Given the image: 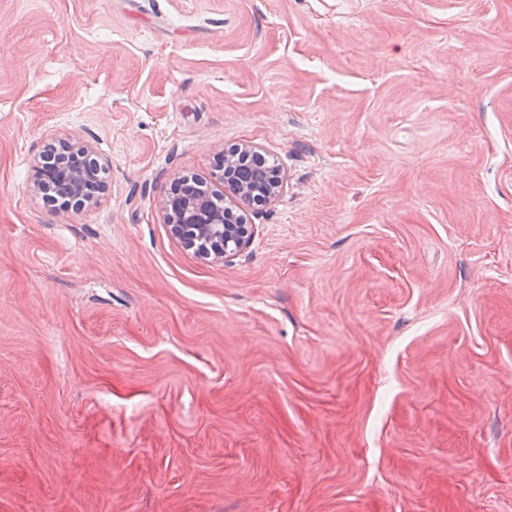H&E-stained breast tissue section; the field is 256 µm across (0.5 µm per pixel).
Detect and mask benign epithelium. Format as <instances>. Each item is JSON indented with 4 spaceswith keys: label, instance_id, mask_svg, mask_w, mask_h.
Returning <instances> with one entry per match:
<instances>
[{
    "label": "benign epithelium",
    "instance_id": "benign-epithelium-1",
    "mask_svg": "<svg viewBox=\"0 0 512 512\" xmlns=\"http://www.w3.org/2000/svg\"><path fill=\"white\" fill-rule=\"evenodd\" d=\"M101 172L94 150L87 147L74 153L62 143L36 165L33 190L41 194L50 185L58 195L84 208L96 204L106 190ZM262 173L261 177H248L243 163L226 159L219 180L200 181L186 191L173 188L162 201L172 236L200 255L222 260L247 249L253 238L251 225L238 223L233 209L224 205V198L241 203L256 194L267 200L276 198L283 188L281 172L273 167L262 169Z\"/></svg>",
    "mask_w": 512,
    "mask_h": 512
}]
</instances>
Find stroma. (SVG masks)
<instances>
[{
	"mask_svg": "<svg viewBox=\"0 0 512 512\" xmlns=\"http://www.w3.org/2000/svg\"><path fill=\"white\" fill-rule=\"evenodd\" d=\"M0 512H512V0H0ZM54 159L55 164L48 165ZM102 170L94 150L86 146L80 153H74L62 143L53 153L41 157L36 165L33 190L43 194L46 185H50L58 195L76 202V207L91 206L106 190L100 177ZM258 168L263 176L247 177L243 163L225 159L224 172L217 181L195 180L198 186L181 191L177 186L182 180L177 179L162 201L172 236L187 249L222 260L247 249L253 238L252 225L238 224L233 209L224 207V196L241 203L250 202L256 194L266 200L276 198L283 188L281 172L275 167Z\"/></svg>",
	"mask_w": 512,
	"mask_h": 512,
	"instance_id": "1",
	"label": "stroma"
}]
</instances>
